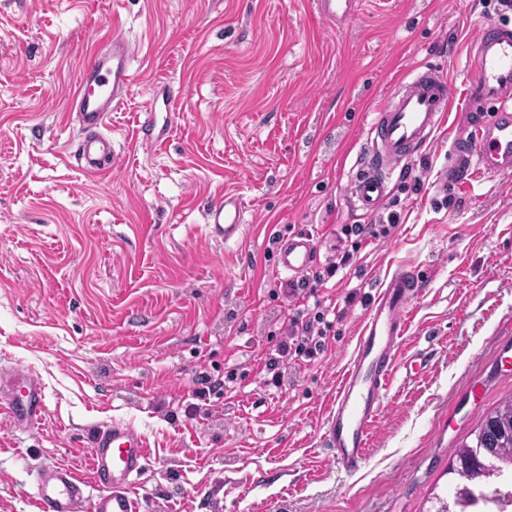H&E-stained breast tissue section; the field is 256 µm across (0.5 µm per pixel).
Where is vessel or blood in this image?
I'll return each mask as SVG.
<instances>
[{
	"instance_id": "b4317fda",
	"label": "vessel or blood",
	"mask_w": 512,
	"mask_h": 512,
	"mask_svg": "<svg viewBox=\"0 0 512 512\" xmlns=\"http://www.w3.org/2000/svg\"><path fill=\"white\" fill-rule=\"evenodd\" d=\"M473 75L467 88L462 128L450 148V161L441 184L455 182L472 162L486 172L512 169V26L483 25L476 42ZM133 51L124 34H113L105 50L84 65L71 109L76 112L79 134L74 159L89 175L108 173L118 163L112 140L104 128L110 112L123 105L134 81ZM503 102L491 113L481 105ZM451 102L444 75L418 68L375 109L367 134V149L350 187L349 197L358 210L374 213L386 198L389 178L415 154L430 146ZM207 222L216 236L230 240L244 224L241 202L233 196L215 204ZM319 245L312 236H290L282 245L279 268L290 280L303 277L316 263ZM422 294V282L411 270L388 274L361 320L354 349L345 365L336 393L322 425V442L346 473L361 469L367 457L372 430L383 412L388 385L398 370L412 371L413 360H400L410 307ZM10 392L0 400L16 427L38 424L44 411L39 379L15 369L9 373ZM148 458L139 434L123 425L100 431L94 441L91 479L75 470L55 466L42 470L36 480L38 512H138L133 487ZM98 492L89 495L87 487Z\"/></svg>"
}]
</instances>
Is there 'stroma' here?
I'll return each instance as SVG.
<instances>
[{
  "instance_id": "35a3bbf8",
  "label": "stroma",
  "mask_w": 512,
  "mask_h": 512,
  "mask_svg": "<svg viewBox=\"0 0 512 512\" xmlns=\"http://www.w3.org/2000/svg\"><path fill=\"white\" fill-rule=\"evenodd\" d=\"M505 0H0V373L38 376L40 425L0 416V512H35V476H91L93 439L118 423L148 449L139 512H431L453 493L452 450L512 395V170L473 168L441 188L469 54ZM121 29L136 84L105 128L120 157L76 167L69 100L83 64ZM447 78L433 144L390 178L377 213L348 200L375 107L414 69ZM159 100L144 138L146 91ZM237 195L239 239L205 212ZM361 242L323 299L354 295L324 352L273 380L265 362L296 300L278 288V244L308 233L320 258ZM425 279L367 463L340 471L322 421L358 325L388 272ZM224 382L199 416L201 375Z\"/></svg>"
}]
</instances>
